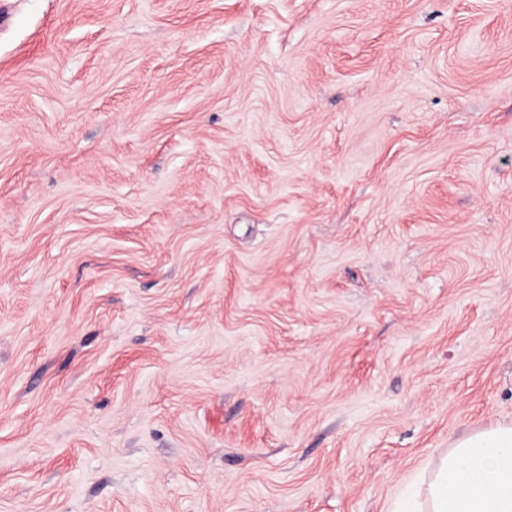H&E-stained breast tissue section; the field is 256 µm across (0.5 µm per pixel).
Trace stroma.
Wrapping results in <instances>:
<instances>
[{"instance_id": "1", "label": "stroma", "mask_w": 512, "mask_h": 512, "mask_svg": "<svg viewBox=\"0 0 512 512\" xmlns=\"http://www.w3.org/2000/svg\"><path fill=\"white\" fill-rule=\"evenodd\" d=\"M0 512H393L512 422V0H0Z\"/></svg>"}]
</instances>
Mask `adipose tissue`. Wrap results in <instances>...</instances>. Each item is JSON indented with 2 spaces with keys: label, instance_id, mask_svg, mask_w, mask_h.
I'll list each match as a JSON object with an SVG mask.
<instances>
[{
  "label": "adipose tissue",
  "instance_id": "adipose-tissue-1",
  "mask_svg": "<svg viewBox=\"0 0 512 512\" xmlns=\"http://www.w3.org/2000/svg\"><path fill=\"white\" fill-rule=\"evenodd\" d=\"M419 483L423 512H512V424L457 439Z\"/></svg>",
  "mask_w": 512,
  "mask_h": 512
}]
</instances>
